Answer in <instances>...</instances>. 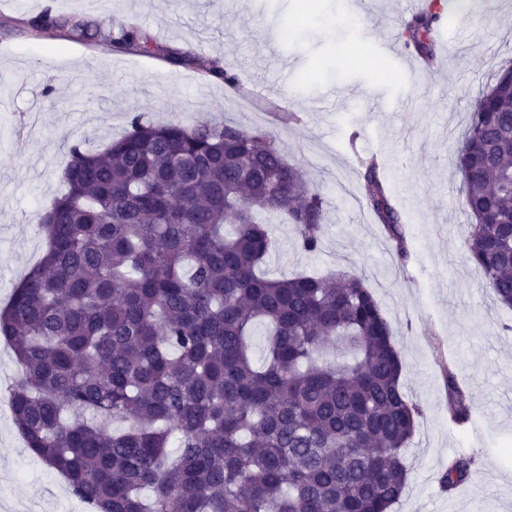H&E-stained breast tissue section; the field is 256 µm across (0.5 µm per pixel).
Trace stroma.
<instances>
[{
	"label": "stroma",
	"instance_id": "35a3bbf8",
	"mask_svg": "<svg viewBox=\"0 0 512 512\" xmlns=\"http://www.w3.org/2000/svg\"><path fill=\"white\" fill-rule=\"evenodd\" d=\"M480 42L449 32L424 68L396 40L406 0H0V304L44 250L34 223L63 190L68 148L99 149L132 115L159 123L224 120L272 131L331 216L320 251L288 224L270 227L266 270L363 277L392 330L401 382L421 410L406 451L408 484L393 512H512V309L485 287L465 247L468 217L453 164L479 93L512 66V15L497 0H452ZM89 31L135 25L189 52H118L66 29L34 31L43 11ZM220 62L237 88L208 75ZM376 157L400 210L409 256L399 260L365 207L361 163ZM453 371L472 417L448 413ZM476 467L454 494L438 477L450 457ZM65 479L25 447L0 402V512H84Z\"/></svg>",
	"mask_w": 512,
	"mask_h": 512
}]
</instances>
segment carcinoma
<instances>
[{"instance_id": "carcinoma-1", "label": "carcinoma", "mask_w": 512, "mask_h": 512, "mask_svg": "<svg viewBox=\"0 0 512 512\" xmlns=\"http://www.w3.org/2000/svg\"><path fill=\"white\" fill-rule=\"evenodd\" d=\"M441 20L431 0L401 30L428 67ZM106 39L191 61L140 27ZM207 73L237 85L217 62ZM69 156L65 192L34 215L46 250L0 307L19 369L5 393L28 451L96 512H393L421 412L361 277L260 271L267 216L292 224L307 253L330 222L275 135L135 114L104 151L75 143ZM455 164L468 257L512 308V68L477 98ZM362 167L366 205L404 259L379 164ZM258 323L260 365L249 344ZM446 383L452 419L467 422L453 372ZM474 465L452 460L442 490Z\"/></svg>"}]
</instances>
